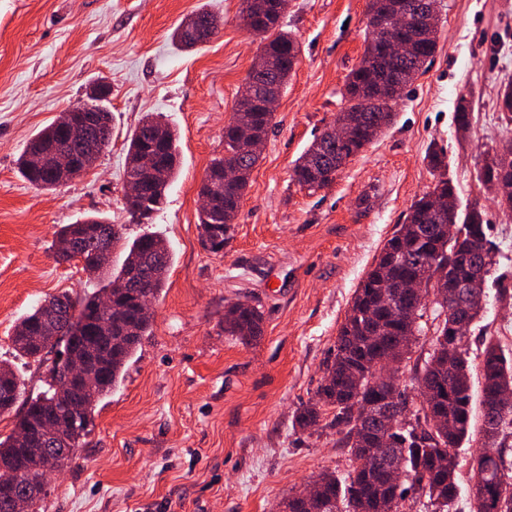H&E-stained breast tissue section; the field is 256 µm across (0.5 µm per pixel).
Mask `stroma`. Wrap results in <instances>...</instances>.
<instances>
[{"mask_svg": "<svg viewBox=\"0 0 512 512\" xmlns=\"http://www.w3.org/2000/svg\"><path fill=\"white\" fill-rule=\"evenodd\" d=\"M203 9L220 34L182 49L173 31ZM241 10L242 0H0V361L21 376L25 398L44 391V371L12 349L18 318L45 297L96 286L56 261L61 225L100 216L131 238L161 235L173 252L152 334L52 478L44 512H278L319 474L346 473L335 430L301 431L294 417L321 383L358 284L433 185L429 147L445 150L459 204L482 209L495 242L512 225L477 179L485 151L512 144L497 104L512 81V0H441L437 51L404 90L394 124L316 191L291 170L343 106L368 0H289L283 28L300 44L298 64L229 243L205 249L199 187L224 155V124L260 49ZM101 80L112 83L110 147L65 185L26 182L17 161L28 141ZM462 101L472 113L465 131L455 119ZM149 113L175 130L179 167L143 229L125 209L123 171ZM237 300L263 313V333L248 344L224 333V306ZM484 305L468 335L474 355L482 333L512 325V300L490 288Z\"/></svg>", "mask_w": 512, "mask_h": 512, "instance_id": "obj_1", "label": "stroma"}]
</instances>
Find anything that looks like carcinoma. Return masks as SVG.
<instances>
[{
    "mask_svg": "<svg viewBox=\"0 0 512 512\" xmlns=\"http://www.w3.org/2000/svg\"><path fill=\"white\" fill-rule=\"evenodd\" d=\"M242 17L253 35L260 37V52L272 57V69L258 73L254 96L236 103L233 117L224 125V157L212 161L213 172L224 162L236 167V175L224 181V222L210 214H199L202 243L212 251L224 249L230 224L239 212L259 157L244 153L241 146L265 139L273 113L265 110L266 96L286 87L298 62L300 48L292 35L280 26L288 0H258L248 5L242 0ZM424 0H369L364 52L345 85L343 111L357 113L366 122L345 143L332 141L320 156L309 159L310 150L295 160L293 180L310 190L329 186L346 162L372 144L394 122V106L403 89L412 83L437 48V36L411 41L399 61L384 56L380 34L398 16L416 14ZM92 113L82 135L71 141L60 139L49 125L33 140L42 148L41 164L19 158V170L30 184L52 189L60 186L55 156L62 149L76 155L95 150L104 152L112 140L111 114L103 101ZM151 142L161 148L156 173L145 183L146 203L127 211L138 224H147L166 201V191L177 173V138L167 125L148 115L133 131L127 160L136 159L141 144ZM478 179L489 188L512 183V171L501 168L492 151ZM445 198V208L433 209L430 197ZM456 233L448 235V225ZM483 213L474 207L459 211L451 182L440 178L432 190L413 202L405 222L399 225L375 259L374 265L354 292L351 305L336 336V352L326 365L315 396L302 405L294 424L300 429L320 423L333 411L329 427L336 429L337 443L350 455V469L338 477L323 473L314 480L315 497L302 503L292 496L280 504L279 512H406L410 498L426 499L433 512H449L458 495L457 459L454 449L470 432L472 394L466 336L448 344V323L453 315L435 299L430 329L431 349L421 361L412 360L413 348L424 328L427 306L414 307L413 300L401 298L406 314L394 321L384 314L387 301L401 283L418 267L437 260L448 267V279L439 292L472 327L481 313L474 301L496 273L495 246L487 236ZM124 225L102 217H87L66 224L55 232L52 243L56 261L70 263L81 257L88 261L102 247L123 243L125 258L119 268L101 279L92 294L75 300L68 292L51 295L21 317L11 342L18 356L35 363L59 341L69 343L68 354L85 366L87 382L70 381L66 367L55 362L48 371L47 389L31 400L17 418L15 429L0 439V512H12V497L24 495L30 512H40L49 493L48 473L68 467L76 451L91 432L97 405L122 383L127 367L142 341L152 334L154 312H142L140 298L156 302L166 283L172 260L169 244L159 236L142 234L123 240ZM128 283V288L116 284ZM114 296L119 306L97 314L79 335L73 330L75 311L97 308L102 296ZM260 309L242 301L224 306V333L249 343L262 335ZM389 357L409 371V383L398 391L390 409L415 403L428 406L435 420L415 417L390 433L379 418L383 407H373L362 417L354 408L372 401L380 379L376 359ZM481 401L495 392H512V356L494 336L485 337L480 354ZM23 384L11 366L0 363V416L13 412ZM482 449L471 460L470 477L480 476L483 492L471 497L470 512H512V408L491 413L482 409ZM496 452L488 454L486 449ZM403 470L411 480L400 486L389 482V471Z\"/></svg>",
    "mask_w": 512,
    "mask_h": 512,
    "instance_id": "1",
    "label": "carcinoma"
}]
</instances>
